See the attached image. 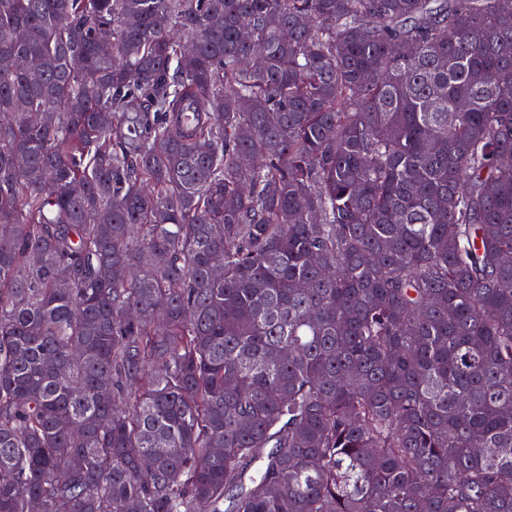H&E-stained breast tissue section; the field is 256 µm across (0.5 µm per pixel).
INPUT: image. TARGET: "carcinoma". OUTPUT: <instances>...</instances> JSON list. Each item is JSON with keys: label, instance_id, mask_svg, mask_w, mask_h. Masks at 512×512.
I'll return each mask as SVG.
<instances>
[{"label": "carcinoma", "instance_id": "1", "mask_svg": "<svg viewBox=\"0 0 512 512\" xmlns=\"http://www.w3.org/2000/svg\"><path fill=\"white\" fill-rule=\"evenodd\" d=\"M506 155L512 0H0V512H512Z\"/></svg>", "mask_w": 512, "mask_h": 512}]
</instances>
